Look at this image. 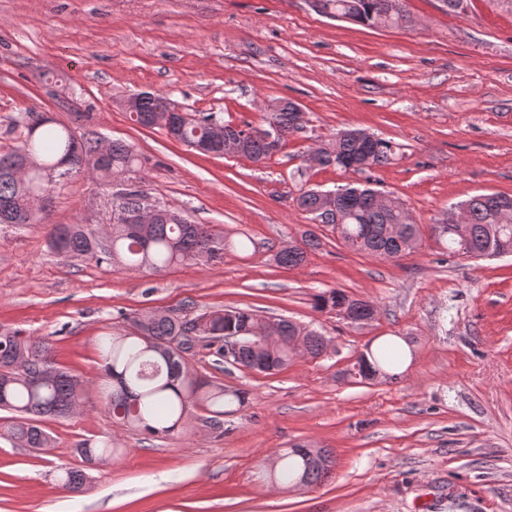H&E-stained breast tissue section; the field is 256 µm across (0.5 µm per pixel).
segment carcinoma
Masks as SVG:
<instances>
[{"label":"carcinoma","instance_id":"carcinoma-1","mask_svg":"<svg viewBox=\"0 0 512 512\" xmlns=\"http://www.w3.org/2000/svg\"><path fill=\"white\" fill-rule=\"evenodd\" d=\"M318 2L324 14L347 16L369 27L395 28L410 21L406 0ZM133 98L130 120L142 127L156 126L169 98L158 92H141ZM268 120L278 127L280 136L274 142H245V156L255 162L281 152L288 138L305 129L306 124L305 118L288 110L274 112ZM22 126L23 145L0 153V224L21 214L26 224L48 225L47 242L54 252L153 274L222 255L223 235L209 224H197L165 207H159L151 223H131L144 205V193L121 186L136 172L137 155L133 146L119 140L110 142V160L99 170L105 183L118 187L112 193V211L105 232L92 224L48 223L49 215L31 206L32 193L40 189L44 170L70 157L69 166L56 170L57 182H63L79 172V157L96 154L103 139L91 132L77 140L70 127L53 118H43L38 112L26 113ZM217 127L231 135H244L252 130L248 124H226L211 113L194 114L180 127L178 141L190 147L207 139ZM324 152L323 166L344 168L354 160L366 159L373 168L388 161L392 145L383 139L372 137L364 141L338 131ZM377 196L378 192L370 187L348 186L337 190L331 201L310 189L298 197L297 205L324 224L341 221L338 238L355 252L385 260L412 252L421 239L420 226L409 219L410 213L400 200L393 198L379 204ZM464 204L469 208L464 232H456L450 224L431 226L434 236L447 243L448 253L469 254L473 258L512 255V196L481 194ZM319 245V238L309 233L302 236L301 243L277 252L274 260L280 266H298ZM343 305L358 320L376 311L371 302L339 288L325 290L318 296V307L322 310L334 311ZM261 320L263 317L253 310L240 307L206 311L192 321L162 310L132 317L130 332L112 336L104 343V352L112 361L110 376L114 377L107 403L109 411L116 417L118 410H124L121 420L151 435L175 431L190 406L208 409L214 425L221 426L226 408L241 401V397L204 379L188 376L187 358L172 347L175 341L184 345L192 341L196 349L213 348L222 361L224 337L236 336L241 347L233 360L265 373L280 370L295 359L289 349L293 336L305 335L309 358H319L327 352L329 339L286 319L277 320L279 342L273 346L260 345ZM403 357L398 345L385 343L374 351L368 348L359 354L348 372L356 382L366 383L374 374L385 375L387 370L396 369ZM2 367L8 372L0 377L10 376V382L6 389L0 388V409L17 415V421L9 427L10 437L26 448L51 447L50 437L38 422L43 417L66 418L80 409L87 391L85 381L58 366L44 340L20 333L0 335ZM328 473L326 466H306L301 453L292 448L281 455L277 475L285 483L300 478L311 485Z\"/></svg>","mask_w":512,"mask_h":512}]
</instances>
